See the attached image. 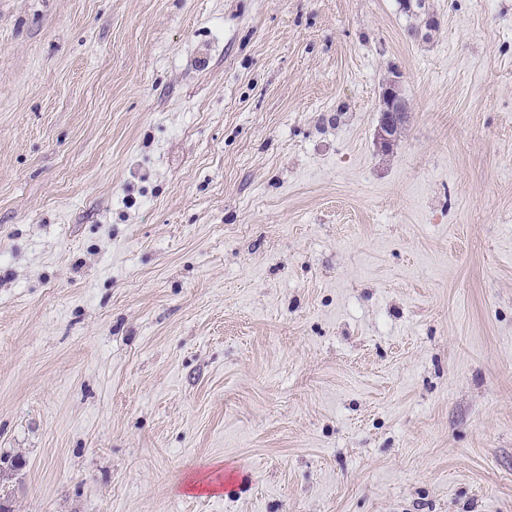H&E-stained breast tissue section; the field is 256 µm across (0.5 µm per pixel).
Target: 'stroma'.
<instances>
[{
	"instance_id": "35a3bbf8",
	"label": "stroma",
	"mask_w": 512,
	"mask_h": 512,
	"mask_svg": "<svg viewBox=\"0 0 512 512\" xmlns=\"http://www.w3.org/2000/svg\"><path fill=\"white\" fill-rule=\"evenodd\" d=\"M417 1L0 0L7 512H512V0ZM400 78L396 75L387 79L380 92V120L375 131V143L382 154H388L392 150L401 130L406 126L409 114Z\"/></svg>"
}]
</instances>
